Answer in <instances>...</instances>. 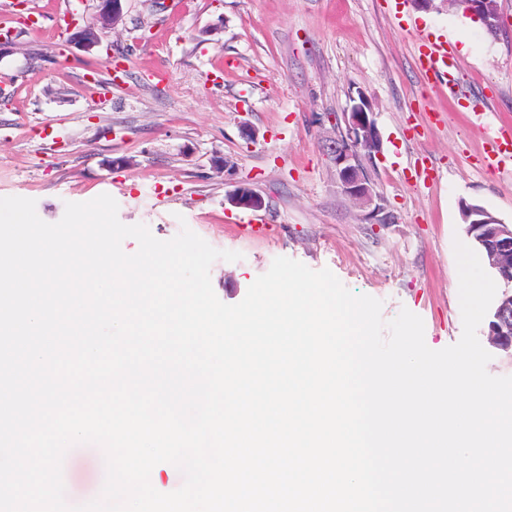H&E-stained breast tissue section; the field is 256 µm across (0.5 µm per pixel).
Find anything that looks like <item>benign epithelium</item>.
Listing matches in <instances>:
<instances>
[{"label":"benign epithelium","mask_w":512,"mask_h":512,"mask_svg":"<svg viewBox=\"0 0 512 512\" xmlns=\"http://www.w3.org/2000/svg\"><path fill=\"white\" fill-rule=\"evenodd\" d=\"M97 22L89 23L70 35V41L90 51L100 43L98 26L114 27L122 19V0H100ZM449 6H460L463 14L480 20L490 9L489 0H442ZM345 129L329 146L338 179L348 195L371 201L370 178L364 162L372 160L380 150V135L373 113L361 110L357 103L344 113ZM229 203L237 208L260 210L263 198L247 185H239L229 194ZM469 232H477L491 269L506 278L512 275V225L504 224L480 206L462 209ZM487 336L499 349L512 352V294L503 292L499 299Z\"/></svg>","instance_id":"benign-epithelium-1"}]
</instances>
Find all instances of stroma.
Masks as SVG:
<instances>
[{
	"label": "stroma",
	"mask_w": 512,
	"mask_h": 512,
	"mask_svg": "<svg viewBox=\"0 0 512 512\" xmlns=\"http://www.w3.org/2000/svg\"><path fill=\"white\" fill-rule=\"evenodd\" d=\"M497 36L452 10L409 0H122L123 19L86 52L67 18L99 0H0V197L35 200L45 222L69 202L112 196L118 218L160 240L189 228L218 250L213 289L240 302L278 257L331 270L382 317L419 315L434 350L462 334L454 240L462 207L512 224V161L485 147L512 130V0ZM448 45L458 95L418 66L417 33ZM367 99L382 139L371 204L342 190L327 150ZM255 138L245 136V129ZM248 184L263 232L227 197ZM102 449L65 454V500L96 498Z\"/></svg>",
	"instance_id": "obj_1"
}]
</instances>
